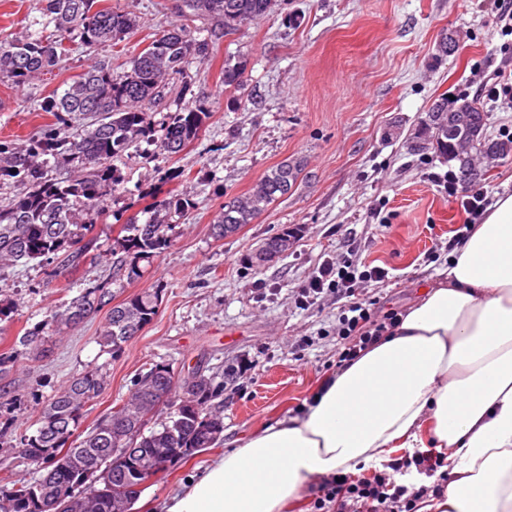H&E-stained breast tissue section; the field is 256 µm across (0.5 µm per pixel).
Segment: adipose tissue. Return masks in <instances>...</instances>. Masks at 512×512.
Listing matches in <instances>:
<instances>
[{
	"label": "adipose tissue",
	"instance_id": "ef3b65f1",
	"mask_svg": "<svg viewBox=\"0 0 512 512\" xmlns=\"http://www.w3.org/2000/svg\"><path fill=\"white\" fill-rule=\"evenodd\" d=\"M430 289L303 413L249 435L164 512H282L317 477L432 448L453 477L418 512H512V196L497 199Z\"/></svg>",
	"mask_w": 512,
	"mask_h": 512
}]
</instances>
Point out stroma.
Here are the masks:
<instances>
[{"instance_id":"35a3bbf8","label":"stroma","mask_w":512,"mask_h":512,"mask_svg":"<svg viewBox=\"0 0 512 512\" xmlns=\"http://www.w3.org/2000/svg\"><path fill=\"white\" fill-rule=\"evenodd\" d=\"M179 3L97 0V8L131 9L141 18L117 47L99 48L100 57L123 68L178 20ZM449 33L457 50L439 57L437 44ZM228 61L244 65V89L225 87ZM86 65L77 48L27 89L0 82V141L20 142L53 124L38 104L61 94ZM500 70L512 71V36L501 31L496 0H278L269 15L217 41L208 60L187 71L193 93L210 95L199 140L176 162L196 201L187 224L141 278L112 281L103 263L87 269L88 278L109 283L118 302L159 290L157 315L115 355L97 343L104 309L47 338L5 378L17 401L0 415L15 419L16 433L34 431L41 403L91 364L106 373L107 386L84 412L86 429L153 365L218 376L247 364L213 402L224 419L220 441L162 473L131 510L162 512L224 450L276 420L301 416L336 372V327L348 298L297 302L323 260L385 269L384 282L359 288L379 316L405 313L438 284L471 217L437 180L448 161L414 151L412 141L442 94L480 97L488 135L511 139L512 105L480 94L482 79ZM287 159L303 164L288 195L239 233L215 238L212 219L224 202ZM287 226L297 231L288 252L249 265V255ZM0 288L18 304L13 320L0 322V339L9 342L78 293L57 259L10 269Z\"/></svg>"}]
</instances>
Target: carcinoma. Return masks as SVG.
<instances>
[{"instance_id":"carcinoma-1","label":"carcinoma","mask_w":512,"mask_h":512,"mask_svg":"<svg viewBox=\"0 0 512 512\" xmlns=\"http://www.w3.org/2000/svg\"><path fill=\"white\" fill-rule=\"evenodd\" d=\"M277 0H182L181 13L211 16L222 22L218 31L200 37L186 24L171 23L115 71L94 53L117 45L139 26V16L127 10L94 9L95 0H35L25 34L0 40V81L23 88L49 73L77 45L90 55L85 71L59 96L39 103L52 112L56 126L21 143L0 142V271L19 264L44 263L63 254L73 270L101 257L95 224L107 213L108 202L125 189L120 165L136 157L169 162L199 139L209 117L205 95L184 86L179 104L158 121L151 110L168 94L169 79L193 60L207 59L216 40L235 34L244 25L272 11ZM243 68L224 64V86H243ZM459 112L475 116L479 132L468 151H458L451 125ZM487 112L480 101L465 95L435 101L422 124L421 150L458 165H475L483 178L489 165L479 162L492 143L503 156L512 152V139L486 136ZM303 170L301 162L285 160L266 172L246 193L224 203L215 216L218 239L253 223L273 202L287 195ZM195 206L187 190L149 194V201L119 225L108 255L112 277L134 280L141 263H151L169 248L181 224ZM296 231L285 227L250 256L263 266L262 254L280 256L292 245ZM112 291L91 280L79 294L50 311L44 320L0 352V378L24 355L36 351L45 338L62 328L79 325L98 309L111 305ZM158 291H142L111 305L98 343L114 354L150 323L158 312ZM17 311L14 297L0 290V322ZM107 384L97 366L67 380L39 411L38 427L15 442L0 441V454L19 453L42 474L34 480L0 478V512H131L141 481L158 476H134L128 463L147 464L162 449L167 466L189 460L201 448L220 440L223 418L208 411L224 391V380L199 371L185 376L168 364H156L139 376L127 400L89 431L81 434L84 409ZM164 411L163 419L144 433L147 417ZM120 448V455L112 449Z\"/></svg>"}]
</instances>
